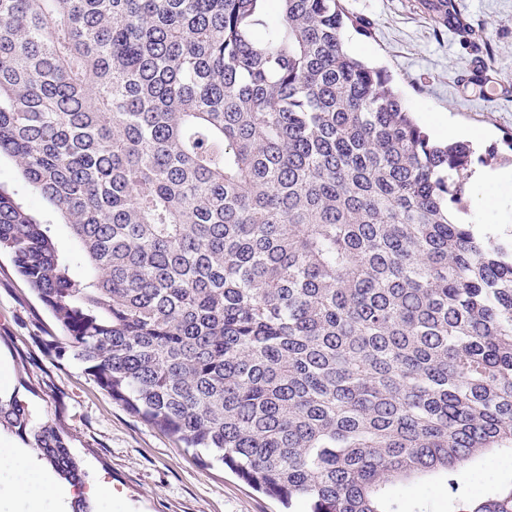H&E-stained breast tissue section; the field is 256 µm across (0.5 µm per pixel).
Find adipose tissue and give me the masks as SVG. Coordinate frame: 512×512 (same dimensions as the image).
Listing matches in <instances>:
<instances>
[{"instance_id": "adipose-tissue-1", "label": "adipose tissue", "mask_w": 512, "mask_h": 512, "mask_svg": "<svg viewBox=\"0 0 512 512\" xmlns=\"http://www.w3.org/2000/svg\"><path fill=\"white\" fill-rule=\"evenodd\" d=\"M0 477L7 482L9 500L25 507L26 512H42L45 503L62 502L73 495L71 485L48 478L12 448H0Z\"/></svg>"}]
</instances>
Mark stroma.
Wrapping results in <instances>:
<instances>
[{"instance_id":"35a3bbf8","label":"stroma","mask_w":512,"mask_h":512,"mask_svg":"<svg viewBox=\"0 0 512 512\" xmlns=\"http://www.w3.org/2000/svg\"><path fill=\"white\" fill-rule=\"evenodd\" d=\"M460 16L483 26L494 49L485 85L466 84L480 51L452 30L435 29L418 0H347L367 34L349 32L348 47L386 68L432 138L454 125L491 165L512 170V0H455ZM468 220L512 234V181L469 182ZM36 296L0 254V395H17L62 432L86 473L85 487L107 481L94 512H282L229 469L204 465L192 451L112 400L61 340Z\"/></svg>"}]
</instances>
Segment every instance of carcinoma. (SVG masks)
<instances>
[{
    "instance_id": "carcinoma-1",
    "label": "carcinoma",
    "mask_w": 512,
    "mask_h": 512,
    "mask_svg": "<svg viewBox=\"0 0 512 512\" xmlns=\"http://www.w3.org/2000/svg\"><path fill=\"white\" fill-rule=\"evenodd\" d=\"M474 42L454 0H420ZM344 0H0V252L112 400L305 512H512L464 489L512 452V239L352 54ZM85 276L75 282L71 267ZM83 484L17 396L0 433ZM0 185L8 186L17 190L19 195L33 212L50 218L46 201L25 190L19 179L15 166L8 159H2L0 161ZM399 492L412 505L419 499L428 501L436 512L448 510V493L446 489L430 484H411L399 487Z\"/></svg>"
}]
</instances>
